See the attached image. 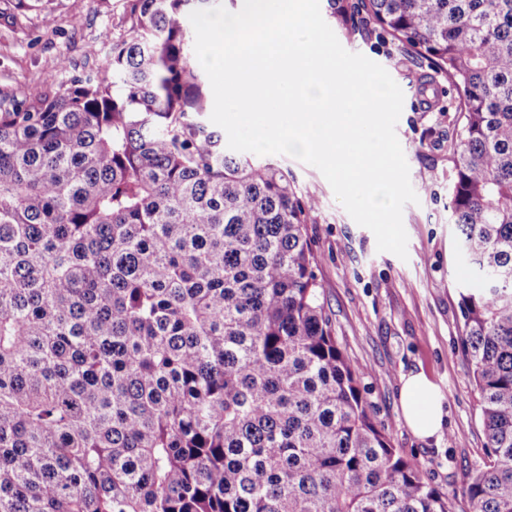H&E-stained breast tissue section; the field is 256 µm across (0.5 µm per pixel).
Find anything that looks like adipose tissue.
I'll use <instances>...</instances> for the list:
<instances>
[{"instance_id":"obj_1","label":"adipose tissue","mask_w":512,"mask_h":512,"mask_svg":"<svg viewBox=\"0 0 512 512\" xmlns=\"http://www.w3.org/2000/svg\"><path fill=\"white\" fill-rule=\"evenodd\" d=\"M400 404L409 429L421 439L438 437L443 428L444 411L436 384L424 373L404 377Z\"/></svg>"}]
</instances>
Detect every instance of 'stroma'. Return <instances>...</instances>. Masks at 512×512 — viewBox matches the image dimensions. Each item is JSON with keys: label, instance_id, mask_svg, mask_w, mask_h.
<instances>
[{"label": "stroma", "instance_id": "obj_1", "mask_svg": "<svg viewBox=\"0 0 512 512\" xmlns=\"http://www.w3.org/2000/svg\"><path fill=\"white\" fill-rule=\"evenodd\" d=\"M320 9L341 45L383 66L404 93L396 135L418 196L403 211L407 259L378 251L372 231L351 218L317 168L285 154L274 161L288 168L299 196L317 203L305 225L314 271L336 341L362 369L358 387L372 418L392 447L419 462L425 482L456 489L486 453L459 308L460 289L475 282L450 209L460 98L431 60L374 22L363 0H320ZM53 15L48 26L42 14L0 0V102L67 84L126 30L125 0H55ZM412 371L425 372L443 396L440 437L420 439L402 418V378Z\"/></svg>", "mask_w": 512, "mask_h": 512}]
</instances>
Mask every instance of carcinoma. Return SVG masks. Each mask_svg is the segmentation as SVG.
Masks as SVG:
<instances>
[{
	"label": "carcinoma",
	"instance_id": "carcinoma-1",
	"mask_svg": "<svg viewBox=\"0 0 512 512\" xmlns=\"http://www.w3.org/2000/svg\"><path fill=\"white\" fill-rule=\"evenodd\" d=\"M101 63L0 105V512H453L390 445L321 301L314 200L228 149L181 19L127 0ZM460 92L462 343L512 512V0H365Z\"/></svg>",
	"mask_w": 512,
	"mask_h": 512
}]
</instances>
